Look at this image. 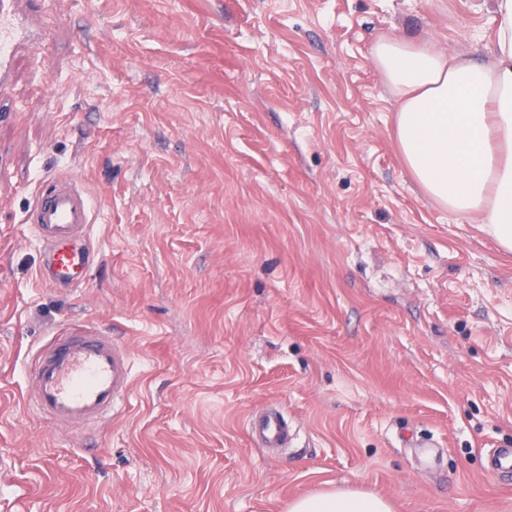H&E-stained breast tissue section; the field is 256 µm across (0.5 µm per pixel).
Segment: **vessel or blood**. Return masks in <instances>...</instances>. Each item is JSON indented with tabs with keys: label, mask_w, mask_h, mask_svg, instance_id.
Wrapping results in <instances>:
<instances>
[{
	"label": "vessel or blood",
	"mask_w": 512,
	"mask_h": 512,
	"mask_svg": "<svg viewBox=\"0 0 512 512\" xmlns=\"http://www.w3.org/2000/svg\"><path fill=\"white\" fill-rule=\"evenodd\" d=\"M44 24V17L25 9L24 0H0V94L10 87L19 54L46 47ZM26 221L42 245L45 284L66 290L83 286L94 254L88 244L94 214L83 182L70 174L51 176ZM131 387L129 351L98 325L72 323L38 352L28 403L57 428L77 429L111 417ZM248 426L270 448L285 446L290 436L287 422L275 412L251 416ZM487 470L512 477V448L495 449Z\"/></svg>",
	"instance_id": "1"
}]
</instances>
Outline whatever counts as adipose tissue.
<instances>
[{
	"mask_svg": "<svg viewBox=\"0 0 512 512\" xmlns=\"http://www.w3.org/2000/svg\"><path fill=\"white\" fill-rule=\"evenodd\" d=\"M492 58L479 62L401 38L378 40L372 57L397 94L394 136L423 192L449 211L478 215L512 252V0H492ZM288 512H392L363 491L330 490Z\"/></svg>",
	"mask_w": 512,
	"mask_h": 512,
	"instance_id": "ef3b65f1",
	"label": "adipose tissue"
}]
</instances>
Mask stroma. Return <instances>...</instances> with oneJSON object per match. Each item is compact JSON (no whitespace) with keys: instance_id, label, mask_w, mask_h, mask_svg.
<instances>
[{"instance_id":"35a3bbf8","label":"stroma","mask_w":512,"mask_h":512,"mask_svg":"<svg viewBox=\"0 0 512 512\" xmlns=\"http://www.w3.org/2000/svg\"><path fill=\"white\" fill-rule=\"evenodd\" d=\"M55 17L0 111V502L13 512H512V252L428 199L393 134L382 38L483 61L491 0H36ZM75 174L99 258L38 278L39 182ZM110 328L134 386L69 433L31 355ZM279 406L268 449L249 417ZM443 453L423 464L415 438ZM487 471L492 475L512 477V448H496L488 457ZM289 512H392L388 501L363 491L330 490L296 500Z\"/></svg>"}]
</instances>
